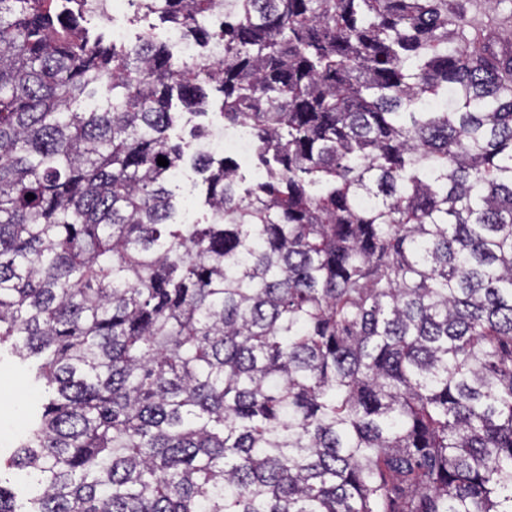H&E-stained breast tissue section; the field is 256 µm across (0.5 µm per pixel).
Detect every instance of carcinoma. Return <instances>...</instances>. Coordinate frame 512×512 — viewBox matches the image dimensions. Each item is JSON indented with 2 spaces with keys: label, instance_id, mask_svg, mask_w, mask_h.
<instances>
[{
  "label": "carcinoma",
  "instance_id": "cac0c4a2",
  "mask_svg": "<svg viewBox=\"0 0 512 512\" xmlns=\"http://www.w3.org/2000/svg\"><path fill=\"white\" fill-rule=\"evenodd\" d=\"M218 7L140 0L210 67L0 0V348L51 389L0 512H512V43L448 0ZM209 84L253 183L171 141ZM166 39L177 48L183 61L195 62L206 60L213 63L222 59L224 55V46L222 44H214L210 47L208 54L201 57L197 49V44L187 39L183 32L178 28H172L166 33ZM180 175V178L175 183L177 200L182 204L183 211L189 209L190 215L193 218H202L204 213L201 207L202 197L200 188L195 186V182L199 177L190 168L184 169Z\"/></svg>",
  "mask_w": 512,
  "mask_h": 512
}]
</instances>
